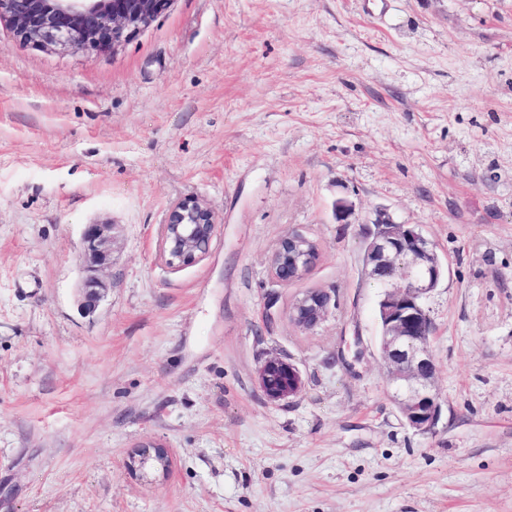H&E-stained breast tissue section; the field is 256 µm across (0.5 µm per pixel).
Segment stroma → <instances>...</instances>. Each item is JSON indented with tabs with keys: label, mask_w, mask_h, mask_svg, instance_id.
<instances>
[{
	"label": "stroma",
	"mask_w": 512,
	"mask_h": 512,
	"mask_svg": "<svg viewBox=\"0 0 512 512\" xmlns=\"http://www.w3.org/2000/svg\"><path fill=\"white\" fill-rule=\"evenodd\" d=\"M189 196L221 228L173 272ZM380 209L445 265L427 433L378 349ZM88 224L113 239L90 315ZM292 231L321 256L284 284ZM271 357L302 373L290 400L259 386ZM151 443L155 485L125 466ZM0 512H512V0H172L104 54L0 21ZM216 212L195 197L174 203L162 227L159 256L173 271L193 266L207 255L219 232ZM330 296L322 290H309L295 298L289 308L292 322L305 331L318 327L326 317ZM152 449V450H151ZM171 466V459L166 448L155 446L152 448H138L129 454L126 462L128 471L132 474L147 471L161 473L166 476Z\"/></svg>",
	"instance_id": "35a3bbf8"
}]
</instances>
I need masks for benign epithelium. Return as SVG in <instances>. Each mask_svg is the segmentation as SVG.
<instances>
[{
    "label": "benign epithelium",
    "instance_id": "7a95c632",
    "mask_svg": "<svg viewBox=\"0 0 512 512\" xmlns=\"http://www.w3.org/2000/svg\"><path fill=\"white\" fill-rule=\"evenodd\" d=\"M172 0H0V21H6L22 43L60 53L115 51L149 27ZM216 212L195 197L174 203L162 227L159 256L173 271L193 266L207 255L219 232ZM369 276L397 270L382 280L379 303L383 322L380 354L387 366V383L408 425L427 432L441 412L436 367L430 352L432 321L425 300L444 276L445 267L433 244L415 224H396L384 210L376 213L367 234ZM112 254L108 224H89L82 236L85 276L81 284L82 308L90 314L106 289L98 271ZM319 245L300 233L284 237L271 260V273L282 283L302 278L319 260ZM330 296L309 290L289 308L292 322L305 331L326 317ZM259 384L271 401H286L301 389V375L291 362L274 357L259 370ZM168 450L155 446L132 451L126 462L132 474L152 471L167 475Z\"/></svg>",
    "mask_w": 512,
    "mask_h": 512
}]
</instances>
